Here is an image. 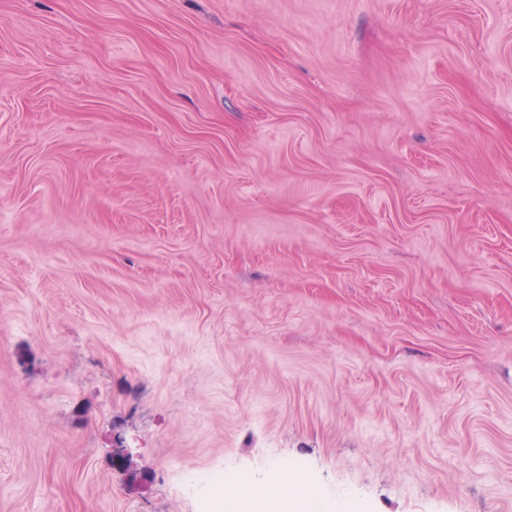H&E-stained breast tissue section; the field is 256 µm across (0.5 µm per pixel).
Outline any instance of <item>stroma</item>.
<instances>
[{"mask_svg": "<svg viewBox=\"0 0 512 512\" xmlns=\"http://www.w3.org/2000/svg\"><path fill=\"white\" fill-rule=\"evenodd\" d=\"M512 512V0H0V512Z\"/></svg>", "mask_w": 512, "mask_h": 512, "instance_id": "35a3bbf8", "label": "stroma"}]
</instances>
